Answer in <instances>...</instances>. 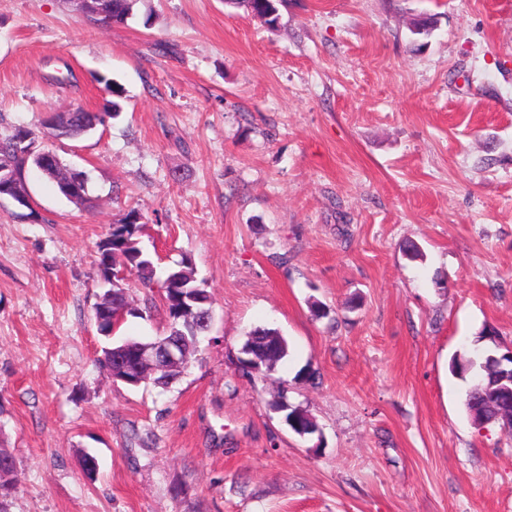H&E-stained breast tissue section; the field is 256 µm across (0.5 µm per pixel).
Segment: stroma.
<instances>
[{"label": "stroma", "mask_w": 512, "mask_h": 512, "mask_svg": "<svg viewBox=\"0 0 512 512\" xmlns=\"http://www.w3.org/2000/svg\"><path fill=\"white\" fill-rule=\"evenodd\" d=\"M281 14L137 0L103 24L0 0V134L124 90L91 134L36 141L91 205L34 172L33 212L0 200L6 512H512V432L475 424L476 374L447 368L486 329L512 347V0ZM132 210L158 277L190 257L212 299L166 387L98 364L97 245ZM127 286L151 313L118 337L164 335L159 294ZM258 327L288 342L266 376L239 365ZM282 387L319 433L285 425Z\"/></svg>", "instance_id": "1"}]
</instances>
